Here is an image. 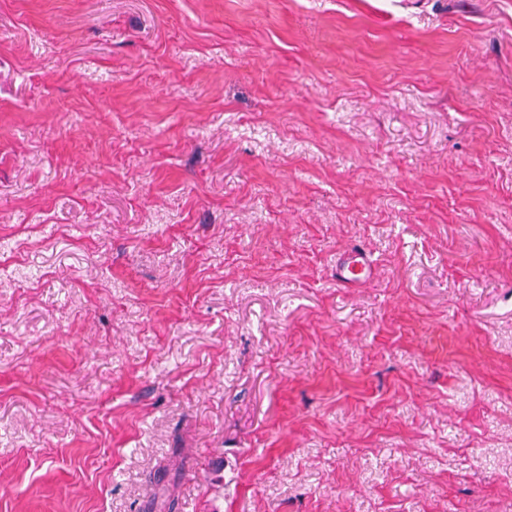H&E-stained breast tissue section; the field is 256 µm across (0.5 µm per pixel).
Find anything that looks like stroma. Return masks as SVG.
<instances>
[{
    "mask_svg": "<svg viewBox=\"0 0 512 512\" xmlns=\"http://www.w3.org/2000/svg\"><path fill=\"white\" fill-rule=\"evenodd\" d=\"M164 503L512 512V0H0V512ZM372 270L367 253L361 248H352L336 261V281L345 287H353L367 279Z\"/></svg>",
    "mask_w": 512,
    "mask_h": 512,
    "instance_id": "35a3bbf8",
    "label": "stroma"
}]
</instances>
